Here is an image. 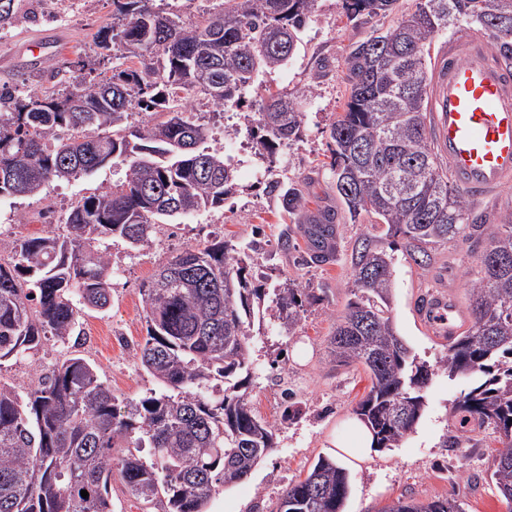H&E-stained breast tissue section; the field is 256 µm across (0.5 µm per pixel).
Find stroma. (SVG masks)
Here are the masks:
<instances>
[{"mask_svg":"<svg viewBox=\"0 0 512 512\" xmlns=\"http://www.w3.org/2000/svg\"><path fill=\"white\" fill-rule=\"evenodd\" d=\"M417 3L397 0L392 12L352 20L342 0H318L287 65L261 74L258 87L248 96L257 107L270 94L284 90L297 97L305 114L299 138L281 145L275 154L256 144L244 151L239 143L219 142L222 125L237 122L236 110L215 113L208 95L193 91L190 111L209 115L208 149L222 150L238 161L233 195L222 207L180 218L175 226L162 225L149 246L133 250L117 237L103 241L115 270L111 305L84 315L80 353L127 404L158 386L135 355L146 335L140 288L172 255L215 239L234 249L247 246L253 287L270 290L292 281L314 297L291 331L273 318L268 301L255 304L256 316L247 333L257 376L249 393L255 412L277 426L275 446L246 482L216 491L207 512H277L284 489L304 479L321 455L336 458L350 471L345 512H381L399 498L426 503L447 496L457 501L462 512H512L491 480L502 435L490 426L465 431L452 411L470 378L434 376L426 391V408L399 447L359 460L332 444L333 438L350 437L354 409L370 387L361 366L328 364L327 340L350 297L352 248L373 233L377 218L366 212L350 217L339 200L330 171V125L347 102L343 62L351 45L394 27L402 16L415 11ZM113 10L112 0H43L36 7L38 20L0 30V82L9 81L24 97L30 91V73L37 69L65 64L72 81L80 82L130 66V59L101 55L95 44L97 31L111 24ZM126 171L125 164L111 163L68 181L50 182L35 196H2L0 225L14 224L20 239L49 230L62 233L72 205L82 197L111 191L125 179ZM271 178L301 188L307 214L335 211L340 235L329 259L311 260L295 216L265 189ZM287 239L292 248L284 247ZM481 253V247L451 239L432 245L431 265L423 270L405 250L396 251L392 317L419 360L436 364L449 347L448 339L436 336L421 316V304L431 291L447 293L458 330L470 326L466 295L480 270ZM300 343L311 350L304 361L293 356ZM70 353L67 346L47 340L34 356L0 362V382L20 386L28 372H49Z\"/></svg>","mask_w":512,"mask_h":512,"instance_id":"35a3bbf8","label":"stroma"}]
</instances>
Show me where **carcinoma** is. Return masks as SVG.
I'll return each instance as SVG.
<instances>
[{
    "label": "carcinoma",
    "instance_id": "1",
    "mask_svg": "<svg viewBox=\"0 0 512 512\" xmlns=\"http://www.w3.org/2000/svg\"><path fill=\"white\" fill-rule=\"evenodd\" d=\"M348 17L376 15L396 0H342ZM112 25L95 39L139 66L71 84L50 70L60 88L25 98L0 86V196L39 193L106 163L127 165L125 181L82 197L64 219L65 233L14 240L0 262V360L24 357L52 336L78 344L80 314L106 310L112 297L111 255L103 238L131 248L152 243L159 225L224 205L235 167L204 144L207 125L174 105L177 92L201 89L214 105L240 111L241 130L270 154L297 137L304 113L283 92L244 109L262 73L288 64L317 0H224L205 21L186 26L153 0H113ZM37 13L26 0H0V28ZM461 20L491 31L512 61V0H419L414 13L384 34L356 44L346 58L345 110L331 124L336 193L356 217L376 214L383 235L367 236L351 254L353 289L328 340L329 363L359 365L371 386L355 410L376 447L396 448L414 431L426 390L438 373L473 378L454 410L464 421L491 425L506 439L492 480L512 504V213L498 224L469 222L465 194L448 185V171L431 146L429 49ZM167 111V119L131 126V111ZM294 214L304 196L280 181L267 183ZM335 215L307 231L318 257L335 238ZM483 238L507 260L481 261L471 282L469 329L453 338L448 356L431 366L417 360L390 315L395 239L415 265H429V245ZM224 243L188 247L141 288L146 336L141 367L161 385L138 402L119 403L86 359L73 355L21 394L0 384V512H112V480L162 512H207L216 490L245 482L274 448L275 424L248 400L253 376L245 324L251 300L242 260ZM288 329L303 300L290 283L272 299ZM152 452L146 463L143 449ZM345 468L320 456L307 476L283 491L279 512H344ZM87 491L84 498L81 491ZM381 512H461L448 498L399 499Z\"/></svg>",
    "mask_w": 512,
    "mask_h": 512
}]
</instances>
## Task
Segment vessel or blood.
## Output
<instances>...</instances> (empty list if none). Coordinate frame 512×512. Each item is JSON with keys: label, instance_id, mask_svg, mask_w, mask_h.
Returning a JSON list of instances; mask_svg holds the SVG:
<instances>
[{"label": "vessel or blood", "instance_id": "vessel-or-blood-1", "mask_svg": "<svg viewBox=\"0 0 512 512\" xmlns=\"http://www.w3.org/2000/svg\"><path fill=\"white\" fill-rule=\"evenodd\" d=\"M437 143L455 186L481 197L512 184V67L487 39L454 37L431 105ZM437 334L456 333L445 302L422 309Z\"/></svg>", "mask_w": 512, "mask_h": 512}]
</instances>
